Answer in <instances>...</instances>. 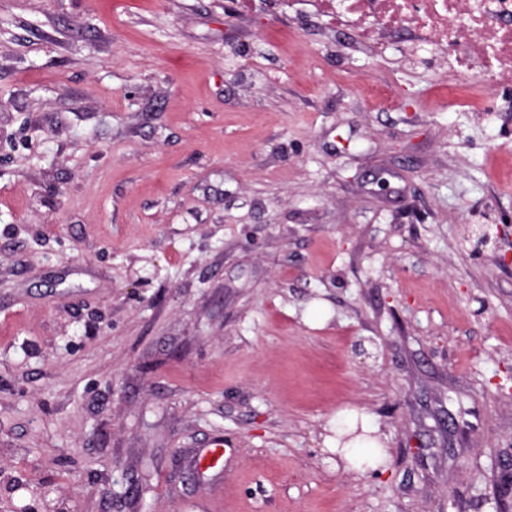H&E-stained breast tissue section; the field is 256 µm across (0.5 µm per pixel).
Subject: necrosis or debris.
I'll use <instances>...</instances> for the list:
<instances>
[{
	"label": "necrosis or debris",
	"mask_w": 512,
	"mask_h": 512,
	"mask_svg": "<svg viewBox=\"0 0 512 512\" xmlns=\"http://www.w3.org/2000/svg\"><path fill=\"white\" fill-rule=\"evenodd\" d=\"M317 11L331 15L338 28L371 16L372 27L359 30L361 43L377 42L387 31L411 26L420 41L448 46L467 33V47L456 68L477 74L481 85L496 88L512 80V0H313Z\"/></svg>",
	"instance_id": "obj_1"
}]
</instances>
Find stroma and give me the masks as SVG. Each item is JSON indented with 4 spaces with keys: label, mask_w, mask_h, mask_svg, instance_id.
I'll list each match as a JSON object with an SVG mask.
<instances>
[{
    "label": "stroma",
    "mask_w": 512,
    "mask_h": 512,
    "mask_svg": "<svg viewBox=\"0 0 512 512\" xmlns=\"http://www.w3.org/2000/svg\"><path fill=\"white\" fill-rule=\"evenodd\" d=\"M453 59L308 6L0 0V507L496 512L512 83ZM465 241L469 244L471 252L478 255L492 253L496 245V239L491 233V227L487 224L471 225Z\"/></svg>",
    "instance_id": "35a3bbf8"
}]
</instances>
